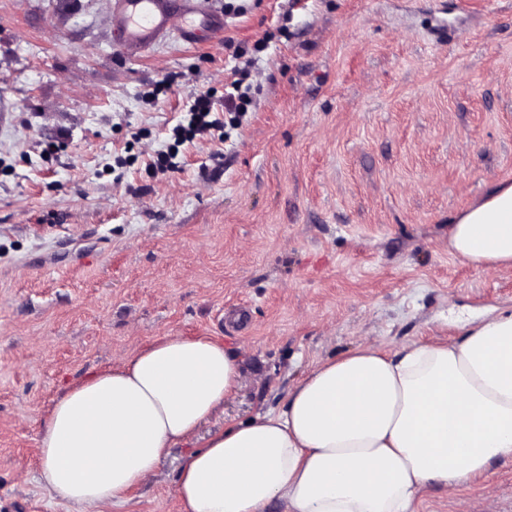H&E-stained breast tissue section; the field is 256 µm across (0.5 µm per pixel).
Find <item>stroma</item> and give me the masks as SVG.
<instances>
[{"mask_svg":"<svg viewBox=\"0 0 512 512\" xmlns=\"http://www.w3.org/2000/svg\"><path fill=\"white\" fill-rule=\"evenodd\" d=\"M108 3L0 0V512H68L42 418L157 337L240 356L209 431L365 340H451L512 309V267L448 252L451 217L512 181V0H239L223 37L131 59ZM228 38L264 43L254 102L229 139L176 145L190 92L224 98ZM201 442L112 512H180ZM419 512H512V459L427 487Z\"/></svg>","mask_w":512,"mask_h":512,"instance_id":"35a3bbf8","label":"stroma"}]
</instances>
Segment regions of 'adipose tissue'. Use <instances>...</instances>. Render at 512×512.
Segmentation results:
<instances>
[{"instance_id":"obj_1","label":"adipose tissue","mask_w":512,"mask_h":512,"mask_svg":"<svg viewBox=\"0 0 512 512\" xmlns=\"http://www.w3.org/2000/svg\"><path fill=\"white\" fill-rule=\"evenodd\" d=\"M448 250L512 266V183L452 216ZM241 361L211 336H162L72 386L41 424L42 475L73 512H112L239 387ZM512 458V311L458 340L326 359L284 405L211 431L185 458L182 512H415Z\"/></svg>"}]
</instances>
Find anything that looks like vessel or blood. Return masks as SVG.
<instances>
[{
	"label": "vessel or blood",
	"mask_w": 512,
	"mask_h": 512,
	"mask_svg": "<svg viewBox=\"0 0 512 512\" xmlns=\"http://www.w3.org/2000/svg\"><path fill=\"white\" fill-rule=\"evenodd\" d=\"M110 20L126 56L148 52L172 33L193 42L197 27H223L218 11L204 8L203 0H112Z\"/></svg>",
	"instance_id": "b4317fda"
}]
</instances>
